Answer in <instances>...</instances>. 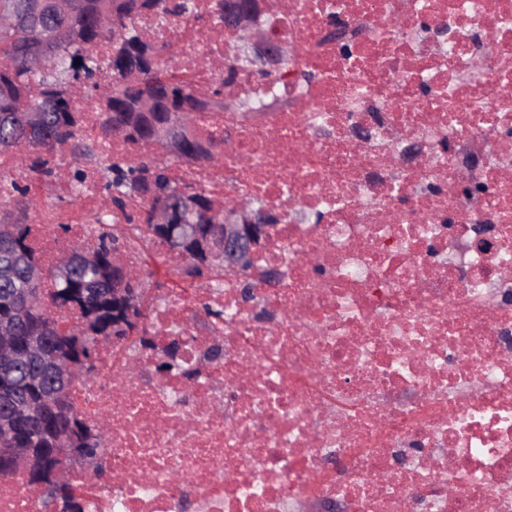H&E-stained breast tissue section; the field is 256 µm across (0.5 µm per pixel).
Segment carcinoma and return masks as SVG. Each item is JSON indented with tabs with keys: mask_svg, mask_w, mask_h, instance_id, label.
<instances>
[{
	"mask_svg": "<svg viewBox=\"0 0 512 512\" xmlns=\"http://www.w3.org/2000/svg\"><path fill=\"white\" fill-rule=\"evenodd\" d=\"M32 0H0V155L12 154L17 163L45 179L65 177L54 163L57 146L71 150L73 170L68 176L73 191L80 190L85 178L83 160L100 155L102 144L121 137L131 145H153L152 130L166 123L170 113L184 101L201 94V111L184 141L179 159L189 165L221 167L224 143L198 133L202 117L224 113V82L204 88L188 78L195 62L181 61V50L174 42L154 43L143 38L139 20L145 15L158 17L195 16L194 0H75L67 11L62 0H42L41 24L54 33L50 42H42L28 21ZM126 31V39L113 45L112 27ZM81 64H75V60ZM123 86L121 95L112 96V85ZM91 92L102 100L97 114V135L83 133V115L74 111V96ZM105 203L121 212L127 224L120 228L101 217L96 218L94 245L74 246L56 263L46 266L30 245L31 225L0 224V265L15 252H24L41 268L37 288L39 303L28 312L23 325L43 322L47 327L49 348L65 359L82 361L76 368L68 390L52 403L43 401L47 380L37 379L33 367L22 365L17 375L30 383L16 391L18 399L34 406L33 415L15 420L16 428L31 435L33 448L94 447L105 445L99 426L81 418L73 393L84 377L102 378L98 365L100 346L113 335L123 337L121 347L153 349L145 338L147 330L126 318V328L113 331L117 316L112 305V255L119 241L129 245L170 241L172 229L154 223L158 207L176 208L179 194L193 193L198 203L196 214L189 216L200 237H206L212 224L220 223V212L210 207L215 192L167 175V168L147 162L137 167L114 160L102 173ZM71 265L66 278L56 276V268ZM28 273L20 270L14 278L0 280V319L15 318L17 305L29 287ZM159 369L177 370L191 381L196 371L177 361V348L166 353ZM27 475L37 485L48 480L38 465L24 462L0 476ZM71 482L63 483L55 499L65 507L61 512H83L71 502Z\"/></svg>",
	"mask_w": 512,
	"mask_h": 512,
	"instance_id": "carcinoma-1",
	"label": "carcinoma"
}]
</instances>
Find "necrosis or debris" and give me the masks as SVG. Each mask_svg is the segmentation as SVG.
<instances>
[{
	"instance_id": "necrosis-or-debris-1",
	"label": "necrosis or debris",
	"mask_w": 512,
	"mask_h": 512,
	"mask_svg": "<svg viewBox=\"0 0 512 512\" xmlns=\"http://www.w3.org/2000/svg\"><path fill=\"white\" fill-rule=\"evenodd\" d=\"M215 2L144 28L201 59L197 84L283 106L225 113L223 174L176 173L263 201L276 222L258 259L286 275L170 289L156 349L119 364L102 347L107 377L77 399L111 423L108 476L73 470L83 512H512V0H268L286 78L209 66L240 40L205 22ZM335 25L356 37L325 41ZM80 200L59 218L88 243L96 172ZM208 306L233 314L221 337L194 330ZM173 344L193 383L149 379Z\"/></svg>"
}]
</instances>
